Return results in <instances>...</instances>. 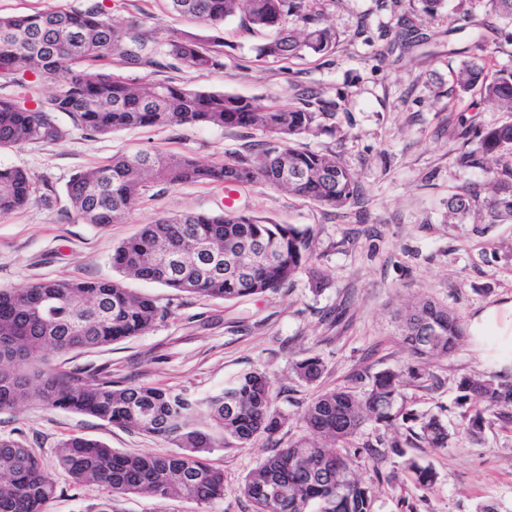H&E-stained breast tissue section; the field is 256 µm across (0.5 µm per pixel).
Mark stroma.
Wrapping results in <instances>:
<instances>
[{
  "instance_id": "stroma-1",
  "label": "stroma",
  "mask_w": 512,
  "mask_h": 512,
  "mask_svg": "<svg viewBox=\"0 0 512 512\" xmlns=\"http://www.w3.org/2000/svg\"><path fill=\"white\" fill-rule=\"evenodd\" d=\"M100 3L115 23L138 20L160 43L175 30L224 43L223 65L215 70L189 72L168 57L159 67L133 70L116 55L114 73L287 108L309 98L333 102L335 132H321L307 144L335 152L358 177L357 202L341 210L260 180L233 188L152 182L122 222L96 226L73 211L65 194L75 173L106 163L113 154L138 150L218 163L232 152L258 151L264 135L182 124L97 137L73 128L63 114L59 120L70 127L68 138L0 152V164L25 170L33 182L28 205L0 219V288L119 277L170 311L141 335L87 352L51 355L53 367L79 376L103 368L116 382L150 383L194 398L257 370L272 381L275 406L287 417L273 437L209 454V464L224 473L222 499L198 504L129 495L117 499L118 512H252L242 492L246 476L274 446L306 435L301 417L320 391L360 393L375 374L410 364L394 322L397 309L431 299L467 324L483 309L512 300V220H494L488 195L481 192L467 223L448 221L449 197L480 188L485 168L496 164L487 157L465 166L457 152L473 149L474 129L512 122V111L480 100L477 90H462L452 73L477 60L491 72L512 69V21L495 13L489 0H446L432 16L423 13L421 0H304L305 12L335 32L334 49L274 59L257 53L274 38V30L254 27L240 15L215 31L168 13L164 0ZM486 46L493 49L488 58L482 53ZM229 195L244 213L313 229L315 265L327 280L320 293H313L302 276L260 297L207 299L123 278L113 268L115 248L142 225L163 215L224 211ZM311 355L322 359L325 370L309 384L297 379L293 364ZM430 371L440 379L439 388L409 385L405 395L416 411L439 415L454 438L445 449H414L437 474L428 489L414 485L397 456L387 455L375 470L359 466L361 479L374 486L375 512H476L488 502L512 512V425L493 421L481 438L471 439L452 408L458 380L488 373V365L466 340L434 361ZM73 435L128 453L169 450L159 438L35 401L0 413V436L32 448L51 470L57 446ZM56 480L51 512H94L112 497L103 485H76L61 472Z\"/></svg>"
}]
</instances>
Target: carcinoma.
Returning a JSON list of instances; mask_svg holds the SVG:
<instances>
[{
	"label": "carcinoma",
	"instance_id": "obj_1",
	"mask_svg": "<svg viewBox=\"0 0 512 512\" xmlns=\"http://www.w3.org/2000/svg\"><path fill=\"white\" fill-rule=\"evenodd\" d=\"M169 2L173 11L213 28L240 13L255 27L278 29L276 38L259 47V54L267 57L326 53L336 42L335 33L315 25L298 0ZM286 16L296 17L303 28H284ZM116 53L125 65L141 70L158 65L161 54L191 72L221 66L220 52L202 48L195 35H175L159 49L139 23L115 24L97 0L79 11L0 15V71L16 75L29 88L62 75L44 98L0 97V150L67 138L70 130L60 124L61 113L93 136L189 123L258 129L268 140L258 152L233 154L214 164L160 151L117 154L67 183L70 203L86 223L104 226L120 220L151 181L240 186L261 179L337 210L356 202L355 173L336 153L297 146L324 130L323 120L332 116L325 106L315 110L306 103L285 109L221 91L129 80L108 68ZM453 80L464 90L479 87L481 98L512 110V70L489 77L481 65L465 62ZM474 141L475 148L458 155L460 163L471 164L480 155L511 159L485 169L483 187L495 216L512 218V122L481 128ZM32 192L24 170L0 168V218L24 208ZM476 198L471 193L452 197L448 211L455 223L471 214ZM253 246L275 262L255 260ZM213 252L237 256L247 275L213 266ZM314 258L311 227L228 209L211 216H163L145 224L114 250L112 265L124 276L176 292L229 301L283 288L302 273L309 288L320 292L325 281ZM167 315L155 296L132 292L119 279L49 280L20 290L1 288L0 412L34 400L158 437L174 451L124 453L72 436L58 445L57 466L75 484L107 486L114 498L144 494L207 504L224 496V472L211 468L206 455L271 437L284 423L273 407V384L265 374L241 373L221 390L194 399L147 383L117 385L107 373L74 378L48 362L51 353L107 347L138 336ZM400 319L399 335L413 364L374 376L361 396L345 388L315 396L302 416L312 436L276 449L246 477L243 494L253 512H374L373 487L357 475L347 450L368 423L385 430L406 429L379 443L405 459L417 486H433L436 472L407 457V449L446 448L454 435L439 416L412 409L403 389L410 380L430 379L429 362L454 352L465 329L455 312L430 300L409 307ZM323 370L317 356L294 364L297 378L306 383L318 381ZM457 390L455 404L468 435H480L491 416L512 423V380L495 373L464 376ZM56 492L53 474L34 451L0 436V512H50Z\"/></svg>",
	"mask_w": 512,
	"mask_h": 512
}]
</instances>
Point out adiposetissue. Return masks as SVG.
Returning a JSON list of instances; mask_svg holds the SVG:
<instances>
[{"mask_svg":"<svg viewBox=\"0 0 512 512\" xmlns=\"http://www.w3.org/2000/svg\"><path fill=\"white\" fill-rule=\"evenodd\" d=\"M469 339L481 356L501 371H512V301L493 305L474 316Z\"/></svg>","mask_w":512,"mask_h":512,"instance_id":"adipose-tissue-1","label":"adipose tissue"}]
</instances>
